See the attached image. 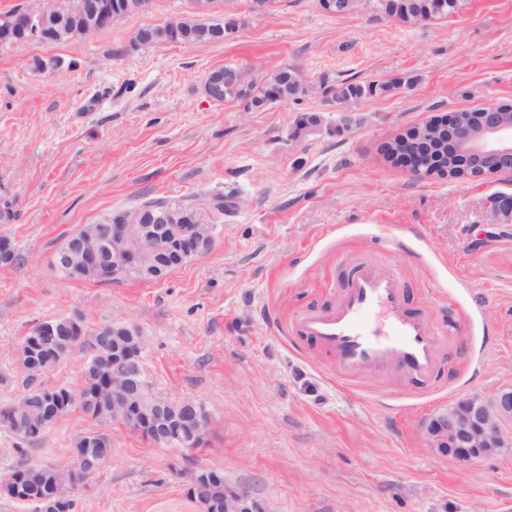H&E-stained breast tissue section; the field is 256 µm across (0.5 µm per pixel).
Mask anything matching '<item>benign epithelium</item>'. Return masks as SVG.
<instances>
[{
  "instance_id": "obj_1",
  "label": "benign epithelium",
  "mask_w": 512,
  "mask_h": 512,
  "mask_svg": "<svg viewBox=\"0 0 512 512\" xmlns=\"http://www.w3.org/2000/svg\"><path fill=\"white\" fill-rule=\"evenodd\" d=\"M432 137L441 140L446 154L465 164H473L477 176L512 175V114L488 104L483 112H451L448 120H437L427 126ZM166 210L142 213L125 224L112 225V235L93 241L76 239L70 250L56 258L59 264H76L89 273L106 265L112 270V281L125 279L131 271H147L161 280L171 271L168 257L183 254L196 256L207 250L216 230L214 224H169ZM142 346L130 340L114 350L117 361L126 365L112 372V419L142 434L158 447L176 445L194 449L197 438L206 428V417L200 403L184 399L169 407L156 403L146 407L153 396L142 380L139 363ZM102 395L88 390L74 396L64 395L55 406L47 407L39 427L46 428L62 416L68 405L92 402ZM0 426L16 434L27 433L33 420L27 408H14L13 413L0 419ZM427 438L449 458L459 462H474L512 447V384L499 388L492 396L466 395L432 417L426 427ZM112 456V446L82 448L75 453L72 466L47 469L31 464L28 470L12 479L0 482V493L19 498L36 484L45 473L51 474L49 498L75 492L82 475L99 469ZM221 482V473L200 470L191 478L187 490H206ZM204 512H263L245 489L224 488V498L202 502Z\"/></svg>"
}]
</instances>
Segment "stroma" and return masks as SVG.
Here are the masks:
<instances>
[{
	"instance_id": "35a3bbf8",
	"label": "stroma",
	"mask_w": 512,
	"mask_h": 512,
	"mask_svg": "<svg viewBox=\"0 0 512 512\" xmlns=\"http://www.w3.org/2000/svg\"><path fill=\"white\" fill-rule=\"evenodd\" d=\"M187 0L64 44L0 48L1 224L21 255L0 266V406L26 390L17 351L43 320L80 314L87 334L134 327L152 393L192 398L207 415L196 449L155 446L81 408L18 453L0 428V475L19 461L73 462L90 431L112 456L77 493V512H203L186 487L201 468L246 488L264 512H512V447L475 463L426 438L459 398L512 384V219L492 200L512 177L417 176L384 146L431 117L512 102V0H464L444 18L404 24L368 6L336 16L318 0H230L242 26L223 42L133 45L135 31ZM73 68L50 74L35 59ZM298 70L308 94L262 112L213 102L212 70ZM390 84L336 106L338 83ZM320 112L301 130L297 117ZM237 192L208 250L158 281H87L53 262L68 235L149 198ZM366 263L401 279L407 307L443 334L424 390L397 372L336 375L333 357L293 336L304 310L341 300Z\"/></svg>"
}]
</instances>
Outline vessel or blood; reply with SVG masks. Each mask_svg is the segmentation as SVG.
<instances>
[{
  "mask_svg": "<svg viewBox=\"0 0 512 512\" xmlns=\"http://www.w3.org/2000/svg\"><path fill=\"white\" fill-rule=\"evenodd\" d=\"M289 325L332 354L337 374L347 380L366 369L394 366L424 380L437 369L440 331L407 309L401 281L392 272L357 266L335 308L300 312Z\"/></svg>",
  "mask_w": 512,
  "mask_h": 512,
  "instance_id": "vessel-or-blood-1",
  "label": "vessel or blood"
}]
</instances>
